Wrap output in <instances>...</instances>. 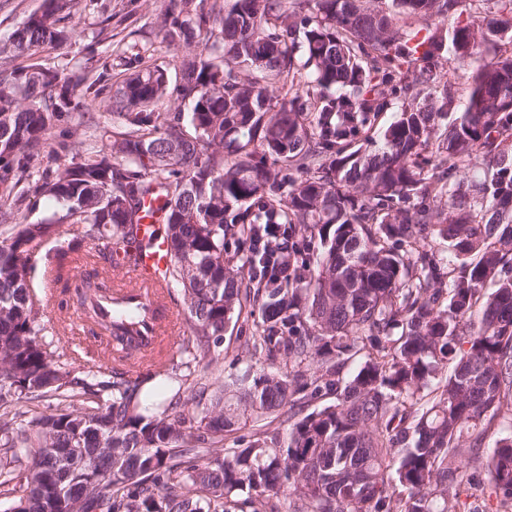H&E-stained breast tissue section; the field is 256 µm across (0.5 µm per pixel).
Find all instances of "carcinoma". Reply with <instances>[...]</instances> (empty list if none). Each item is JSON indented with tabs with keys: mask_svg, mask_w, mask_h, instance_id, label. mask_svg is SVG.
I'll return each mask as SVG.
<instances>
[{
	"mask_svg": "<svg viewBox=\"0 0 512 512\" xmlns=\"http://www.w3.org/2000/svg\"><path fill=\"white\" fill-rule=\"evenodd\" d=\"M176 2L163 41L207 42L173 87L146 46L120 48L138 70L105 115L75 113L105 73L79 91L38 58L77 36L61 25L74 0H43L0 46V224L29 190L61 209L0 243V498L10 512H279L282 496L293 512H461L448 482L475 465L512 512V0H302L304 15ZM172 96L189 111H157ZM392 109L380 148H352ZM75 114L67 157L44 154ZM148 197L190 333L134 376L88 344L75 376L56 345L68 324L45 333L29 272L43 262L67 296L85 266L111 275L117 249L136 262ZM63 224L81 238L40 253ZM227 238L249 242L261 281H238ZM77 294L117 327L92 285ZM248 305L245 353L267 368L207 376ZM169 379L171 397L144 398ZM45 398L52 412L18 420L19 400ZM261 418L285 434L216 448ZM498 419L508 433L486 456Z\"/></svg>",
	"mask_w": 512,
	"mask_h": 512,
	"instance_id": "1",
	"label": "carcinoma"
}]
</instances>
